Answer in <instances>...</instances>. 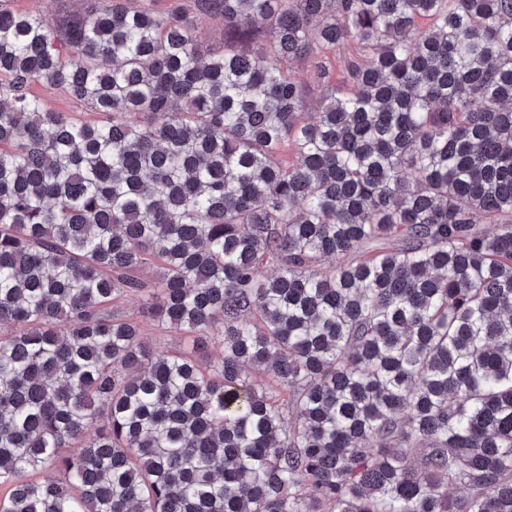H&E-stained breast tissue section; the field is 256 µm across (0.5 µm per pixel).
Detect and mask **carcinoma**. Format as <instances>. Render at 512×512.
<instances>
[{"label":"carcinoma","instance_id":"carcinoma-1","mask_svg":"<svg viewBox=\"0 0 512 512\" xmlns=\"http://www.w3.org/2000/svg\"><path fill=\"white\" fill-rule=\"evenodd\" d=\"M9 2L0 512H512V0ZM9 6L24 12L48 10L52 14L71 13L79 9L80 0H11ZM35 92L42 98L45 105L52 110L62 112H91L88 107L73 104L55 87L37 85ZM142 330L144 340L154 349L169 351L183 346L179 336L157 327L153 323H144Z\"/></svg>","mask_w":512,"mask_h":512}]
</instances>
